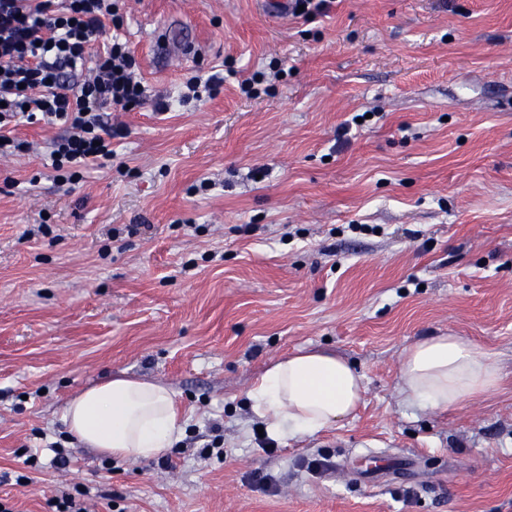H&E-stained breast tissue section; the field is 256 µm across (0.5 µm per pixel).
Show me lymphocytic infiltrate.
Wrapping results in <instances>:
<instances>
[{"label":"lymphocytic infiltrate","instance_id":"f902f5d3","mask_svg":"<svg viewBox=\"0 0 512 512\" xmlns=\"http://www.w3.org/2000/svg\"><path fill=\"white\" fill-rule=\"evenodd\" d=\"M116 12L115 0H0L1 157L27 148L6 135L8 125L43 120L66 127L50 152L61 180L111 158L123 131L104 121L105 110L147 99L125 41L90 51Z\"/></svg>","mask_w":512,"mask_h":512}]
</instances>
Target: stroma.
<instances>
[{
	"label": "stroma",
	"instance_id": "obj_1",
	"mask_svg": "<svg viewBox=\"0 0 512 512\" xmlns=\"http://www.w3.org/2000/svg\"><path fill=\"white\" fill-rule=\"evenodd\" d=\"M120 13L148 96L171 108L108 109L126 137L65 184L50 159L62 126L20 122L28 150L0 158V503L512 512V0ZM212 73L213 95L177 102ZM448 333L494 353L498 388L455 410L408 406L405 352ZM301 349L351 364L363 401L270 453L248 391ZM118 375L175 392L183 433L166 455L118 460L68 438L67 400Z\"/></svg>",
	"mask_w": 512,
	"mask_h": 512
}]
</instances>
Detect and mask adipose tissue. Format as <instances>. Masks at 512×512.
<instances>
[{"label": "adipose tissue", "mask_w": 512, "mask_h": 512, "mask_svg": "<svg viewBox=\"0 0 512 512\" xmlns=\"http://www.w3.org/2000/svg\"><path fill=\"white\" fill-rule=\"evenodd\" d=\"M499 382L491 352L445 334L421 339L408 349L398 391L410 405L446 411L491 392ZM362 395V377L347 361L331 352L302 350L272 363L248 398L269 435L297 440L352 415ZM62 419L79 443L119 459L159 457L182 434L173 390L125 376L69 399Z\"/></svg>", "instance_id": "ef3b65f1"}]
</instances>
